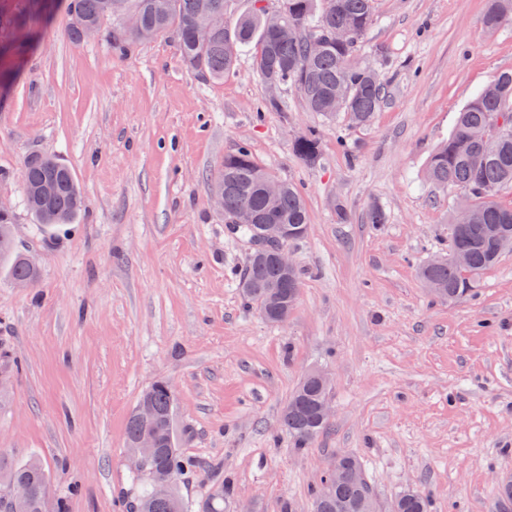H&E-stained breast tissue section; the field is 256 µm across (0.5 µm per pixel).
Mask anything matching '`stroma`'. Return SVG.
I'll use <instances>...</instances> for the list:
<instances>
[{"label":"stroma","instance_id":"stroma-1","mask_svg":"<svg viewBox=\"0 0 512 512\" xmlns=\"http://www.w3.org/2000/svg\"><path fill=\"white\" fill-rule=\"evenodd\" d=\"M488 0H376L360 56L388 81L365 126L307 111L265 112L249 52L223 79L181 66L169 37L113 50L70 39L64 0H0L38 43L0 87V197L33 259L34 288L0 273V459H40L69 512H130L126 425L143 390L167 381L174 425L202 477L227 480L224 512H313L337 451L363 458L378 512L416 487L431 512H493L512 476V250L473 293L432 298L420 267L448 252L455 186L424 178L458 113L512 71V21ZM313 130L322 158L292 141ZM303 192L306 236L289 243L301 293L286 324L245 307L249 248L211 184L239 147ZM69 166L84 196L73 223L41 233L27 211L29 155ZM379 207L382 224L366 213ZM332 378L328 428L304 451L280 413L304 372ZM77 493H70V486ZM484 17L487 31L496 30L504 21L512 19V0H490ZM292 151L303 163L315 165L320 161L321 157L319 137L313 131L298 136L292 142Z\"/></svg>","mask_w":512,"mask_h":512}]
</instances>
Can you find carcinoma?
<instances>
[{
  "mask_svg": "<svg viewBox=\"0 0 512 512\" xmlns=\"http://www.w3.org/2000/svg\"><path fill=\"white\" fill-rule=\"evenodd\" d=\"M375 0H279L294 36L283 40L267 27L260 9L230 23L226 19L227 0H67L70 18L68 34L74 41L85 37L89 27L104 30L112 48L123 51L131 44L168 35L173 39L178 62L196 71L205 80H218L235 66L244 48L252 49L256 74L264 82L274 79L281 89L293 90L308 111L334 118L342 112L356 125L368 124L383 105L386 84L370 63L357 58L359 43L372 24ZM208 9L213 28L208 40L196 37L200 13ZM125 15L138 18L139 27L126 29ZM512 19V0H490L484 17L488 31L496 30ZM15 40L0 43V56L25 50L32 36L20 20L10 21ZM336 30L348 37L336 40L329 34ZM323 38L321 47L309 52L308 33ZM503 122L495 137L486 131ZM292 151L307 165L320 161L321 145L316 133L309 131L292 142ZM428 181L438 186L453 184L463 192L470 214L466 226L452 230L449 253L465 250L469 267L462 269L448 256L425 265L421 279L428 291L444 301L464 298L473 291L475 277L494 266L501 254L512 247V204L498 200L500 189L512 185V72H503L485 87L457 117L453 134L431 157L426 171ZM277 176L259 163L245 147L224 157L214 189L224 191V223L235 213L249 208L256 220L238 228L241 236L256 238L263 224H286L295 229L308 227L302 192L292 183L280 181L279 193L270 197L264 185ZM52 180L55 192L47 199L39 196L41 186ZM22 185L28 206L39 224L48 229L71 223L81 211L82 196L71 173L50 156L33 155L24 163ZM0 264L11 281L38 280L37 269L19 251L13 234V213H0ZM240 294L247 307L264 313L271 324L286 307L296 305L301 292L299 272L285 275L268 260L250 255L243 276L238 280ZM329 388L317 380L304 378L288 399L281 416V427L293 439L295 448L305 449L327 428L329 420L320 408L328 401ZM138 403L146 404L154 414L151 425L131 413L126 429L127 447L131 448L144 429L150 427L159 442L157 463L172 469L180 478L194 467L193 461L177 448L173 426L175 396L165 382L146 390ZM335 465L342 476L335 482L332 496L314 492V512H375V499L366 477L360 475L362 461L344 451L336 452ZM25 481L31 497L24 512H40V498L47 490L48 476L42 462L29 458L7 469L0 467V498L11 484ZM137 487L136 512H169L167 500L153 485L133 476ZM231 490L228 482H214L201 506V512H224V495ZM391 512H430L431 501L425 492L411 489L399 494L390 504ZM497 512L512 509V479H503L494 504Z\"/></svg>",
  "mask_w": 512,
  "mask_h": 512,
  "instance_id": "carcinoma-1",
  "label": "carcinoma"
}]
</instances>
